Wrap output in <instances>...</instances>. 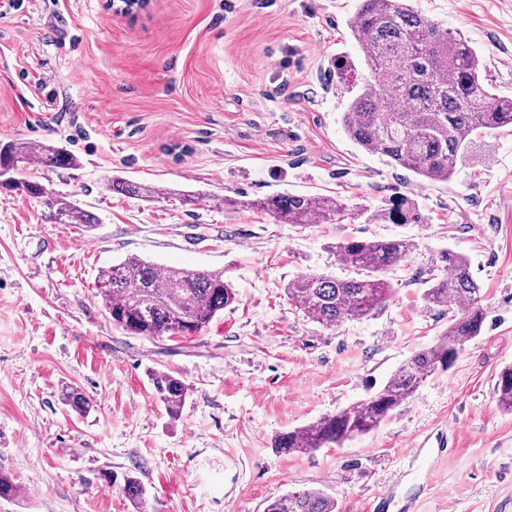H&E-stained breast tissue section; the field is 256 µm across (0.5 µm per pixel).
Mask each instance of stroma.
<instances>
[{"mask_svg":"<svg viewBox=\"0 0 512 512\" xmlns=\"http://www.w3.org/2000/svg\"><path fill=\"white\" fill-rule=\"evenodd\" d=\"M359 0H0V143H49L78 167L42 171L99 222L57 224L0 188V472L22 487L0 512H263L304 488L367 512H512V413L493 393L512 364V127L482 138L448 182L427 184L345 134L366 74L348 22ZM483 56L512 96V0H410ZM157 196L110 191L112 178ZM277 193L347 204L326 224H283L251 203ZM400 201L408 220L388 215ZM405 238L396 293L374 316L328 327L286 288L316 273L362 279L334 249ZM466 254L486 318L448 370L374 432L284 454L281 433L367 398L448 328L425 291L439 254ZM220 269L234 303L193 336L113 325L100 272L128 256ZM189 387L171 420L150 375ZM89 399L77 415L62 402ZM424 443L420 458L411 446ZM133 475L136 507L122 492Z\"/></svg>","mask_w":512,"mask_h":512,"instance_id":"35a3bbf8","label":"stroma"}]
</instances>
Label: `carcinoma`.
Wrapping results in <instances>:
<instances>
[{"instance_id":"obj_1","label":"carcinoma","mask_w":512,"mask_h":512,"mask_svg":"<svg viewBox=\"0 0 512 512\" xmlns=\"http://www.w3.org/2000/svg\"><path fill=\"white\" fill-rule=\"evenodd\" d=\"M359 44L367 74L351 96L343 115L347 136L364 151L389 159L429 184L447 182L481 134L512 125V97L490 92L481 78V59L462 37L415 11L408 0H359L349 23ZM36 157L49 170L79 165L70 153L52 145L34 147L7 142L0 147V167L9 166V184L33 198H44L50 218L58 224H84L97 217L62 194L48 196L44 186L28 176ZM263 208L285 224H323L346 212L341 200L328 196L276 194ZM340 260L367 271L362 280L339 281L307 274L288 284L287 294L308 318L326 326L344 319H363L385 306L393 288L385 270L405 260L412 244L405 239H349L336 243ZM447 275L425 293L426 300L448 308V330L430 347L400 365L374 395L279 435L275 448L297 453L342 445L376 430L411 397L421 383L460 354L480 334L485 320L482 288L469 258L448 250L442 255ZM97 294L112 324L136 336H190L235 301L222 270L161 267L136 256L106 268ZM155 398L168 415H180L188 386L165 371L151 374ZM494 395L512 412V365L497 374ZM67 406L84 413L89 400L77 388L62 392ZM123 493L138 504L146 490L133 477L124 478ZM264 512H337L336 500L320 489L307 488L270 501Z\"/></svg>"}]
</instances>
